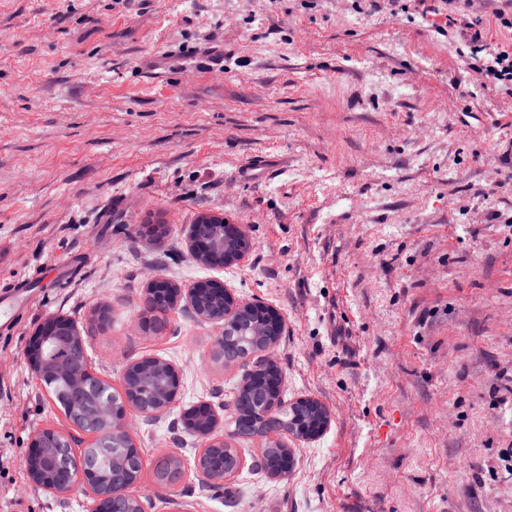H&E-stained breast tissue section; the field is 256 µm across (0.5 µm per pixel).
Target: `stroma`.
<instances>
[{
    "instance_id": "35a3bbf8",
    "label": "stroma",
    "mask_w": 512,
    "mask_h": 512,
    "mask_svg": "<svg viewBox=\"0 0 512 512\" xmlns=\"http://www.w3.org/2000/svg\"><path fill=\"white\" fill-rule=\"evenodd\" d=\"M436 23L415 0H0V293L36 286L0 332V512L87 509L23 464L41 429L88 440L25 355L54 316L115 390L144 357L179 373L131 418L151 512H512V94ZM203 212L246 225L241 263L193 258ZM153 278L282 315L285 395L330 417L290 475L202 490L180 415L225 433L243 370L184 303L141 328ZM181 466L180 460L175 455H166L157 460L156 472L159 483L163 486H171L169 484V474L173 470L179 469ZM184 476V472L177 470L172 474V481L178 483Z\"/></svg>"
}]
</instances>
